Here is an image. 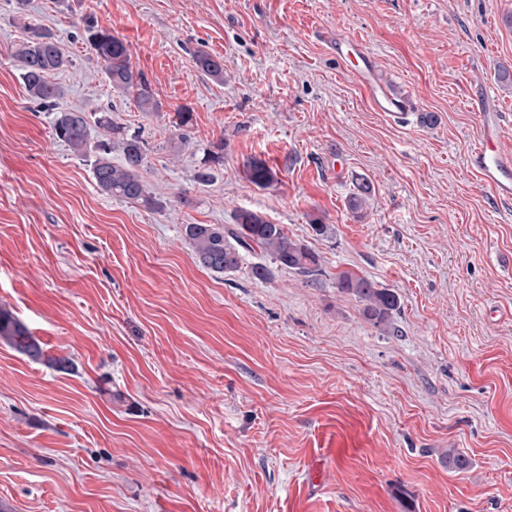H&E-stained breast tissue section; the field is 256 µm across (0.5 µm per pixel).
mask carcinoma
I'll return each mask as SVG.
<instances>
[{
    "label": "carcinoma",
    "instance_id": "1",
    "mask_svg": "<svg viewBox=\"0 0 512 512\" xmlns=\"http://www.w3.org/2000/svg\"><path fill=\"white\" fill-rule=\"evenodd\" d=\"M84 32L110 86L134 97L143 111H158L159 104L147 79L133 67L127 43L93 20L86 22ZM16 60L29 96L48 108L55 106V101L63 96V90L50 78L69 62L55 35L38 27L29 28V36L17 51ZM195 61L204 74L216 79L224 76V64L210 54L200 51ZM93 124L109 133L117 131L109 110L98 113L94 118L81 110L59 111L54 116L52 131L56 139L64 142L75 154H95L92 173L101 194L119 200L140 201L148 207L156 205V201L146 195L140 175L146 158L144 142L137 135L123 138L117 143L122 152V162L114 164L110 158L112 142L91 144ZM218 149L219 152L210 154L199 169V182L207 183L213 179L212 165L223 161L224 145H218ZM245 175L250 183L262 188L276 181L275 172L259 159L246 163ZM184 235L192 248L196 264L214 273L238 271L244 254L257 248L270 258L268 265L256 263L251 266L252 277L262 282L269 280L278 269L292 270L312 284L323 273L316 252L290 238L283 225L272 223L254 210H237L232 224H186ZM336 284L366 302L364 314L375 325L390 333L398 332L393 314L399 307V299L394 292L380 288L375 282L350 271L336 273ZM0 341L32 360H42L58 367L66 364L63 358L46 355L28 327L6 309H0ZM445 464L450 471L462 472L470 466V459L457 449L450 448Z\"/></svg>",
    "mask_w": 512,
    "mask_h": 512
}]
</instances>
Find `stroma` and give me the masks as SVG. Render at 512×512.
<instances>
[{
	"label": "stroma",
	"instance_id": "1",
	"mask_svg": "<svg viewBox=\"0 0 512 512\" xmlns=\"http://www.w3.org/2000/svg\"><path fill=\"white\" fill-rule=\"evenodd\" d=\"M14 2L0 0V307L73 368L0 342V507L512 512V206L467 163L480 88L512 138V0ZM88 17L128 43L158 111L110 88ZM28 22L71 60L59 108H108L141 135L154 207L102 195L91 159L53 136L15 60ZM322 30L361 39L433 122L371 109ZM200 49L223 78L200 72ZM252 159L271 186L246 180ZM240 207L318 253L320 284L257 281L251 254L233 273L198 266L185 225ZM344 270L397 293L398 335L337 287ZM451 448L468 470L444 466ZM247 180L257 187H269L276 181L275 172L259 159H252L245 165Z\"/></svg>",
	"mask_w": 512,
	"mask_h": 512
}]
</instances>
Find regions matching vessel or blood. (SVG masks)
I'll list each match as a JSON object with an SVG mask.
<instances>
[{
	"label": "vessel or blood",
	"mask_w": 512,
	"mask_h": 512,
	"mask_svg": "<svg viewBox=\"0 0 512 512\" xmlns=\"http://www.w3.org/2000/svg\"><path fill=\"white\" fill-rule=\"evenodd\" d=\"M337 63L350 64V73L370 107L388 119L403 120L411 110L409 100L381 83L374 61L356 38L324 35ZM480 122V141L469 154V167L502 203L512 204V141L504 137V120L492 87L481 88L473 97Z\"/></svg>",
	"instance_id": "obj_1"
}]
</instances>
